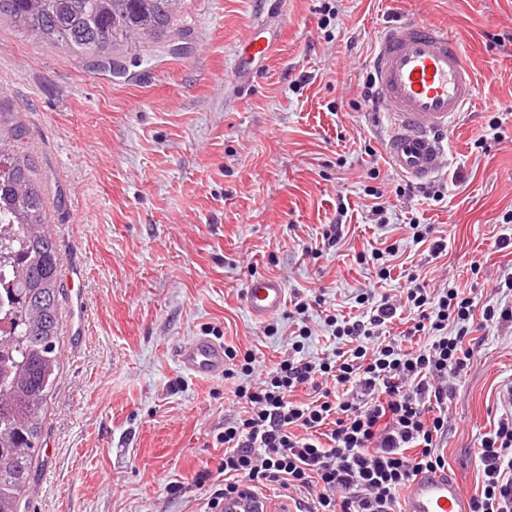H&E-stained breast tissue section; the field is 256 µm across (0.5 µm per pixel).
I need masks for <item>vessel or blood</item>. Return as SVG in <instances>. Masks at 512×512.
<instances>
[{
  "instance_id": "b4317fda",
  "label": "vessel or blood",
  "mask_w": 512,
  "mask_h": 512,
  "mask_svg": "<svg viewBox=\"0 0 512 512\" xmlns=\"http://www.w3.org/2000/svg\"><path fill=\"white\" fill-rule=\"evenodd\" d=\"M367 66L379 108L389 122L383 153L389 166L412 181L434 178L447 168L448 147L441 139L474 101L477 79L466 53L449 32L415 20L387 25ZM285 288L278 278L256 276L247 283L244 306L258 321L279 313ZM190 374H224V345L196 336L176 351ZM224 512H295L289 501L250 486L224 501ZM406 512H467V498L447 472L418 475L409 485Z\"/></svg>"
}]
</instances>
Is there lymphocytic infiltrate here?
<instances>
[{
    "label": "lymphocytic infiltrate",
    "mask_w": 512,
    "mask_h": 512,
    "mask_svg": "<svg viewBox=\"0 0 512 512\" xmlns=\"http://www.w3.org/2000/svg\"><path fill=\"white\" fill-rule=\"evenodd\" d=\"M405 294L400 303L366 291L358 319L326 315L333 337L351 346L316 361L302 355L311 332L300 327L293 354L260 379L253 353L225 348L232 363L225 379L241 373L250 381L234 387L245 414L219 438L224 458L210 506L250 483L296 495L299 512H403V493L417 475L447 469L448 402L473 354L465 341L476 319L512 320V306H479L458 289L420 284ZM404 304L414 313L407 335L424 338L423 346L380 338ZM303 388L311 400H294ZM502 402L505 413L479 442L480 479L468 512H512V386Z\"/></svg>",
    "instance_id": "1"
}]
</instances>
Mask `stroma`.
<instances>
[{
    "instance_id": "1",
    "label": "stroma",
    "mask_w": 512,
    "mask_h": 512,
    "mask_svg": "<svg viewBox=\"0 0 512 512\" xmlns=\"http://www.w3.org/2000/svg\"><path fill=\"white\" fill-rule=\"evenodd\" d=\"M400 19L459 39L478 89L445 137L450 166L427 194L389 196L381 218L368 169L404 178L361 92L376 34ZM253 30L276 41L242 72ZM120 55L116 77L0 25V121L27 131L62 285L59 379L20 512H208L199 476L216 469L217 437L243 410L233 381L189 374L175 354L199 335L269 368L288 354L297 325L284 311L249 317L252 277L310 299L311 359L336 346L321 307L362 314L358 294H398L412 275L496 303L497 280L512 277V244H499L512 235V0H185L169 40ZM338 220L331 246L323 234ZM414 221L426 241H414ZM375 249L394 252L387 279L357 261ZM471 345L443 443L467 493L512 385V321L479 323Z\"/></svg>"
}]
</instances>
